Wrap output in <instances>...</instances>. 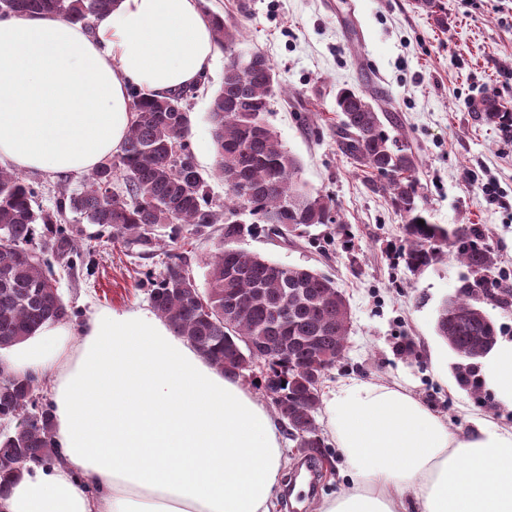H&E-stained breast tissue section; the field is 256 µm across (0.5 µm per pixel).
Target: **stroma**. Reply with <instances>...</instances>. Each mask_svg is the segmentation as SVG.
<instances>
[{"label": "stroma", "instance_id": "obj_1", "mask_svg": "<svg viewBox=\"0 0 512 512\" xmlns=\"http://www.w3.org/2000/svg\"><path fill=\"white\" fill-rule=\"evenodd\" d=\"M444 23L416 0H198L239 29L236 49L259 50L273 62L285 96L267 120L301 162V178L332 198L336 223L311 227L294 242L260 232L242 248L284 266H308L335 280L351 310L344 357L323 382L340 379L397 382L451 431L472 419L512 427V409L493 394L472 396L453 373L455 357L437 336V310L454 295L466 267L443 258L414 274L396 259L404 217L369 191L364 174L337 147L336 92L352 87L379 94L397 116L418 156L424 206L432 223L481 228L512 281V132L471 109L490 96L512 108V0H441ZM216 55L208 81L189 98L190 142L203 170L215 165L209 120L212 95L224 77ZM495 183V194L485 190ZM352 234L344 250L339 225ZM88 264L55 266L59 292L77 312L79 330L89 308L134 310L149 305L148 272L164 254L141 258L95 238L83 227Z\"/></svg>", "mask_w": 512, "mask_h": 512}]
</instances>
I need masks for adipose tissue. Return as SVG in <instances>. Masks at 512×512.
Returning <instances> with one entry per match:
<instances>
[{
    "label": "adipose tissue",
    "instance_id": "1",
    "mask_svg": "<svg viewBox=\"0 0 512 512\" xmlns=\"http://www.w3.org/2000/svg\"><path fill=\"white\" fill-rule=\"evenodd\" d=\"M215 54L197 0H119L91 33L0 18V163L92 171L125 142L131 88L189 89ZM6 360L50 378L61 460L27 463L0 512H274L287 454L277 421L153 310L91 309L78 337L45 327ZM480 373L512 407V341ZM324 403L349 482L317 512H512V427L451 431L395 382L349 378Z\"/></svg>",
    "mask_w": 512,
    "mask_h": 512
}]
</instances>
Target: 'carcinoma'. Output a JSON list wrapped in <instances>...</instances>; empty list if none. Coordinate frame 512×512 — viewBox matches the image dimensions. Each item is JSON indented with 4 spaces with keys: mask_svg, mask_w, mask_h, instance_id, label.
<instances>
[{
    "mask_svg": "<svg viewBox=\"0 0 512 512\" xmlns=\"http://www.w3.org/2000/svg\"><path fill=\"white\" fill-rule=\"evenodd\" d=\"M117 0H0V17L42 14L91 28ZM216 48L227 55L224 79L209 106L216 166L204 171L190 144L191 90L159 98L131 89L134 121L120 154L91 171L81 188L62 190L54 208L38 204V183L0 168V351L34 336L48 322L75 315L56 288L53 273L30 245L35 225L44 227L42 251L72 270L84 264L79 229L67 222L75 213L140 256L155 252L157 227L170 228L177 242L183 230L218 238L207 262L206 288L189 273L184 252L167 254L151 280L149 299L157 315L196 347L211 364L233 378L243 363L265 358L262 346L280 344L285 357L256 377L257 387L284 421L298 453L319 461L326 445L316 424L322 384L348 343L341 316L343 295L315 269L288 267L241 248L238 242L258 227L285 240L300 238L317 224L337 223L333 200L301 179L297 157L267 121L283 88L271 60L254 51L232 59L236 31L224 18L206 13ZM484 120L512 130V111L496 99L482 100ZM341 114L338 148L369 174L368 189L390 200L405 218L400 260L419 272L445 256L465 266L454 297L438 309L436 332L457 359V383L480 394L479 361L497 343L498 328L478 302L477 289L491 277L499 288L490 304L512 306V285L496 273L497 256L482 231L470 224H433L418 204V157L398 121L377 110L364 91L336 93ZM395 134H390L386 125ZM224 184V203L211 196L209 180ZM114 193L107 194L108 189ZM424 224H419V221ZM288 306H283V301ZM38 376H20L0 360V481L18 476L35 461H59L48 407L34 398Z\"/></svg>",
    "mask_w": 512,
    "mask_h": 512,
    "instance_id": "obj_1",
    "label": "carcinoma"
}]
</instances>
